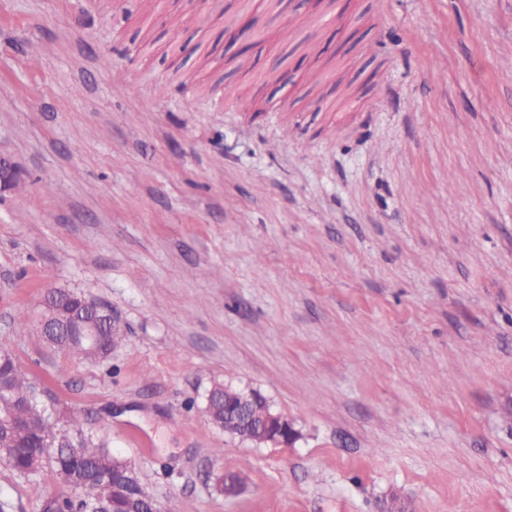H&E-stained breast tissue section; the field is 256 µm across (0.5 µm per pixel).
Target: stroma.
Returning a JSON list of instances; mask_svg holds the SVG:
<instances>
[{"label":"stroma","mask_w":512,"mask_h":512,"mask_svg":"<svg viewBox=\"0 0 512 512\" xmlns=\"http://www.w3.org/2000/svg\"><path fill=\"white\" fill-rule=\"evenodd\" d=\"M511 52L512 0H0V350L159 512H512ZM51 286L124 344L16 335ZM218 383L298 439L209 423ZM24 187V179L19 170L7 159L0 156V193L17 192ZM46 300V316L49 321H55L53 318L55 313L60 310H67L76 299H83L87 304L73 313V317L87 325H94L96 328L101 329L105 333L102 338L104 342L111 347L122 343L125 339L124 334H112L109 322L112 320V328H120L122 326L116 316H112V310L104 306L93 296L86 294V292H75L69 289H54L47 293ZM108 325V328H107ZM114 347H112L113 350ZM73 336H80V339L85 342L72 340L69 336H43L44 339L54 347L63 350L78 359L90 360L92 358L100 357L89 345H95L99 338V332L95 328L77 327L74 330ZM266 427L272 443L286 447L293 444V432L296 430L286 416L277 412L267 415Z\"/></svg>","instance_id":"obj_1"}]
</instances>
